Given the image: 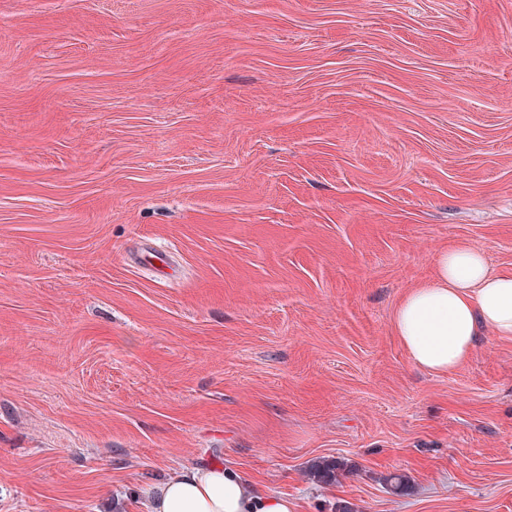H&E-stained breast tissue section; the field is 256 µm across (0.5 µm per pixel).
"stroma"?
Masks as SVG:
<instances>
[{"label":"stroma","instance_id":"35a3bbf8","mask_svg":"<svg viewBox=\"0 0 512 512\" xmlns=\"http://www.w3.org/2000/svg\"><path fill=\"white\" fill-rule=\"evenodd\" d=\"M463 241L512 273V0H0V512L213 463L512 512V338L432 376L392 323ZM156 260L162 262V267L156 265ZM126 263L132 267L150 270L158 278L167 277L169 272L166 268L170 269L167 262L156 251L150 249H140L131 252L126 256Z\"/></svg>","mask_w":512,"mask_h":512}]
</instances>
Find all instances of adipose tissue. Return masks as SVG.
I'll list each match as a JSON object with an SVG mask.
<instances>
[{
    "label": "adipose tissue",
    "instance_id": "adipose-tissue-1",
    "mask_svg": "<svg viewBox=\"0 0 512 512\" xmlns=\"http://www.w3.org/2000/svg\"><path fill=\"white\" fill-rule=\"evenodd\" d=\"M394 330L411 362L433 374L470 356L480 331L512 338V273L496 271L469 242L444 251L433 278L400 301ZM149 512H294L287 496L246 488L242 475L210 465L173 470L146 486Z\"/></svg>",
    "mask_w": 512,
    "mask_h": 512
}]
</instances>
